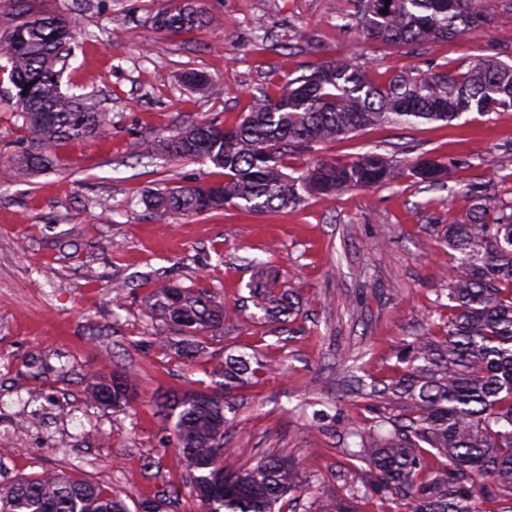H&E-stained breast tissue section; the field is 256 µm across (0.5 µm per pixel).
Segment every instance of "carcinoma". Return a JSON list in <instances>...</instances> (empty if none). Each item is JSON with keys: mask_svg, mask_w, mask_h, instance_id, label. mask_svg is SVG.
<instances>
[{"mask_svg": "<svg viewBox=\"0 0 512 512\" xmlns=\"http://www.w3.org/2000/svg\"><path fill=\"white\" fill-rule=\"evenodd\" d=\"M340 15L365 41L394 46L432 44L494 22L512 26V3L497 0H350ZM387 13H381V10ZM155 24L177 34L198 24L222 27L204 16L200 0H176L155 16ZM75 19L56 14L24 18L0 41L7 75L23 88L14 101L30 149L12 157L0 176L14 168L37 171L55 161L58 146L73 139H102L107 121L90 99L61 90L56 65L73 40ZM248 111L236 125L201 122L163 139L143 142L141 156L205 158L224 170V181L176 186L153 197L152 205L180 214H204L235 207L277 213L308 197L331 198L353 188L383 186L395 178L394 160L367 151L349 161L316 159L300 171L284 172L288 150H309L376 125L411 127L452 122L512 108V65L478 59L467 66L418 69L386 78L347 59L320 62L309 73L285 76L273 97L246 93ZM411 175L430 185L443 181L447 166ZM461 220L444 229L442 241L455 252L440 295L448 298L440 333L416 334L397 353L402 371L379 397L398 408L382 410L368 425L349 422L353 460L370 469L316 512H358L374 498L401 501L407 512H484L485 502L512 512V205L498 206L471 188ZM253 305L275 320L293 313L289 292L250 289ZM175 335L194 337L219 327L228 308L203 292L179 286L157 289L144 303ZM272 366H251L250 355L228 354L210 391L175 396L166 405L179 454L204 512H275L286 494L300 489V476L286 448L265 455L237 473L221 463L224 431L233 423L232 391ZM97 404L125 407L135 395L132 374L116 370L86 379ZM448 463L433 466L431 459ZM0 512H129L123 499L90 481L61 473L17 481L0 489Z\"/></svg>", "mask_w": 512, "mask_h": 512, "instance_id": "cac0c4a2", "label": "carcinoma"}]
</instances>
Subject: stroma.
I'll return each instance as SVG.
<instances>
[{"instance_id": "stroma-1", "label": "stroma", "mask_w": 512, "mask_h": 512, "mask_svg": "<svg viewBox=\"0 0 512 512\" xmlns=\"http://www.w3.org/2000/svg\"><path fill=\"white\" fill-rule=\"evenodd\" d=\"M169 0H0V33L23 12L76 17L63 92L92 96L109 140H73L59 162L0 183V487L44 472L99 483L125 499L162 498L165 512H202L172 427L159 407L171 393L203 389L229 353L251 347L277 374L234 393L224 466L236 470L291 450L305 492L281 512H312L343 489L348 418H371L347 382L354 365L387 381L405 340L444 308L437 290L453 253L437 237L460 219L462 190L512 202V110L451 124H386L289 152L288 168L319 157L375 150L397 160L394 180L281 213L239 210L170 215L150 206L158 189L219 182L209 161L140 158V143L211 118L234 124L247 93H275L280 75L344 57L396 73L495 57L512 64V30L494 24L413 48L362 41L338 15L347 0H204L221 29L174 35L153 19ZM208 78V91L185 81ZM22 120L0 91V164L27 149ZM443 161L442 185L416 182L409 166ZM127 282L115 298L113 281ZM213 295L231 307L191 357L155 338L164 326L144 309L165 285ZM288 289L295 312L275 321L249 303L255 286ZM131 372L137 396L113 409L92 403V372Z\"/></svg>"}]
</instances>
